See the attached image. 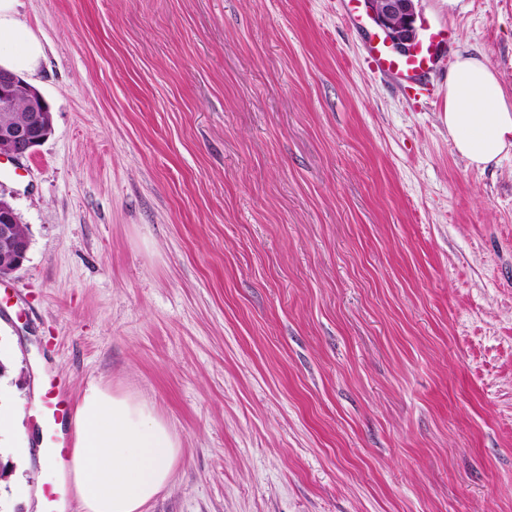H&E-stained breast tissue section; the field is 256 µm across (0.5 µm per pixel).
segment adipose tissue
<instances>
[{
	"label": "adipose tissue",
	"mask_w": 512,
	"mask_h": 512,
	"mask_svg": "<svg viewBox=\"0 0 512 512\" xmlns=\"http://www.w3.org/2000/svg\"><path fill=\"white\" fill-rule=\"evenodd\" d=\"M19 6L0 0V69L33 76L45 50ZM446 95L448 134L469 166L512 155V97L484 58L457 55ZM179 456L177 436L151 404L96 384L83 391L69 471L81 512H145L170 484Z\"/></svg>",
	"instance_id": "ef3b65f1"
}]
</instances>
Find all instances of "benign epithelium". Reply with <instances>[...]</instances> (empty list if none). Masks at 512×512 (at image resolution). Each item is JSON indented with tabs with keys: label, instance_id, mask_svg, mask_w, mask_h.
I'll return each mask as SVG.
<instances>
[{
	"label": "benign epithelium",
	"instance_id": "1",
	"mask_svg": "<svg viewBox=\"0 0 512 512\" xmlns=\"http://www.w3.org/2000/svg\"><path fill=\"white\" fill-rule=\"evenodd\" d=\"M367 11L386 33L393 47L405 50L416 41L415 0H365ZM26 90L29 117L14 118V90ZM52 131L50 108L42 95L23 79L0 69V158L15 161L33 152ZM14 213L11 205L0 199V270L11 274L19 270L26 255L16 250Z\"/></svg>",
	"mask_w": 512,
	"mask_h": 512
}]
</instances>
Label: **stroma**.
I'll return each mask as SVG.
<instances>
[{"mask_svg":"<svg viewBox=\"0 0 512 512\" xmlns=\"http://www.w3.org/2000/svg\"><path fill=\"white\" fill-rule=\"evenodd\" d=\"M512 95V0H415ZM341 0H23L52 133L0 198L13 444L43 388L176 433L148 512H512V155L478 170ZM27 445V444H26ZM14 222L11 205L0 199V276L1 269L7 274L19 270L26 259L25 253L16 250Z\"/></svg>","mask_w":512,"mask_h":512,"instance_id":"35a3bbf8","label":"stroma"}]
</instances>
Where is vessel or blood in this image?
<instances>
[{
    "mask_svg": "<svg viewBox=\"0 0 512 512\" xmlns=\"http://www.w3.org/2000/svg\"><path fill=\"white\" fill-rule=\"evenodd\" d=\"M454 33L446 28H426L422 36L406 52L392 49L385 37L373 35L369 43L372 63L376 70L399 78L411 99L424 91L425 80L452 41Z\"/></svg>",
    "mask_w": 512,
    "mask_h": 512,
    "instance_id": "vessel-or-blood-1",
    "label": "vessel or blood"
}]
</instances>
